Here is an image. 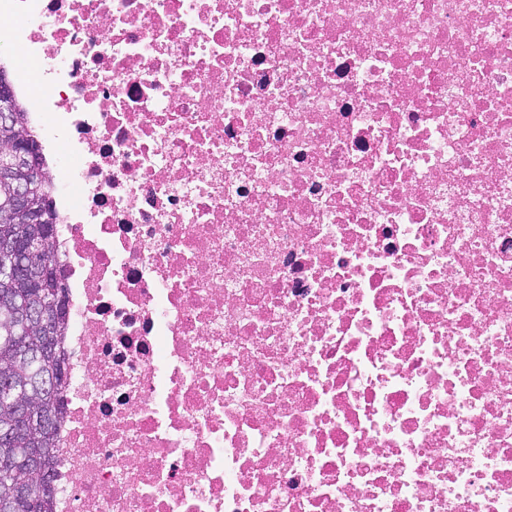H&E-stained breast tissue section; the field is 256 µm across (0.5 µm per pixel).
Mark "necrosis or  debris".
<instances>
[{
    "mask_svg": "<svg viewBox=\"0 0 512 512\" xmlns=\"http://www.w3.org/2000/svg\"><path fill=\"white\" fill-rule=\"evenodd\" d=\"M66 287L54 512H512V0H0Z\"/></svg>",
    "mask_w": 512,
    "mask_h": 512,
    "instance_id": "1",
    "label": "necrosis or debris"
}]
</instances>
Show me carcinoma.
<instances>
[{
    "instance_id": "carcinoma-1",
    "label": "carcinoma",
    "mask_w": 512,
    "mask_h": 512,
    "mask_svg": "<svg viewBox=\"0 0 512 512\" xmlns=\"http://www.w3.org/2000/svg\"><path fill=\"white\" fill-rule=\"evenodd\" d=\"M14 104L17 126L37 139L24 103L16 99ZM52 189L43 185L32 196L50 224L56 223ZM40 233L37 225L0 223V270L12 268L14 279L13 287H0V503L9 512H54L52 481L62 409L64 378L59 359L65 316L55 315L50 336L39 325H21L15 314L41 304L58 285L46 275L39 287H31L28 271L12 265L11 254L4 251L7 241L23 248L27 237Z\"/></svg>"
}]
</instances>
